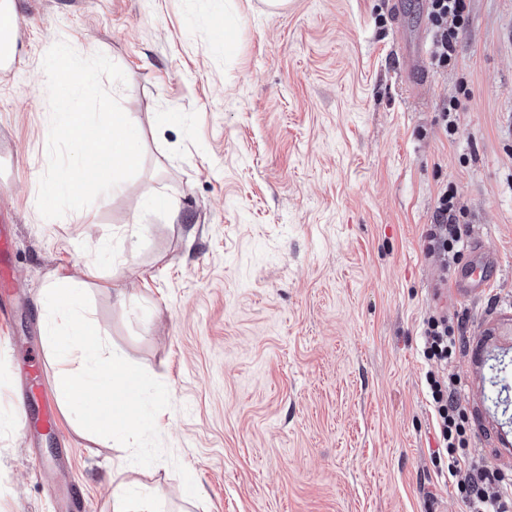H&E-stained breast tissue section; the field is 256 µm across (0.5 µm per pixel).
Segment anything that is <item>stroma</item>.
Instances as JSON below:
<instances>
[{
    "instance_id": "1",
    "label": "stroma",
    "mask_w": 512,
    "mask_h": 512,
    "mask_svg": "<svg viewBox=\"0 0 512 512\" xmlns=\"http://www.w3.org/2000/svg\"><path fill=\"white\" fill-rule=\"evenodd\" d=\"M390 2L289 0L272 13L263 0H15L23 28L0 77L13 244L0 300L14 313L0 328V512H68L77 487L91 512H113L116 472L156 488L160 512H469L464 474L434 460V313L461 326L448 370L467 452L512 489V425L491 384L495 358H512V0H466L453 60L431 66L420 95ZM220 23L232 42L216 40ZM60 40L124 71L104 86L144 148L123 192L47 220L42 61ZM454 99L449 135L439 110ZM448 189L466 222L444 259L427 246ZM158 193L175 211L137 210ZM472 256L491 284L464 297L451 279ZM60 273L84 281L112 349L166 385L158 430L198 498L172 462L132 464L68 408L58 435L22 424L26 367L45 363L55 388L40 300Z\"/></svg>"
}]
</instances>
